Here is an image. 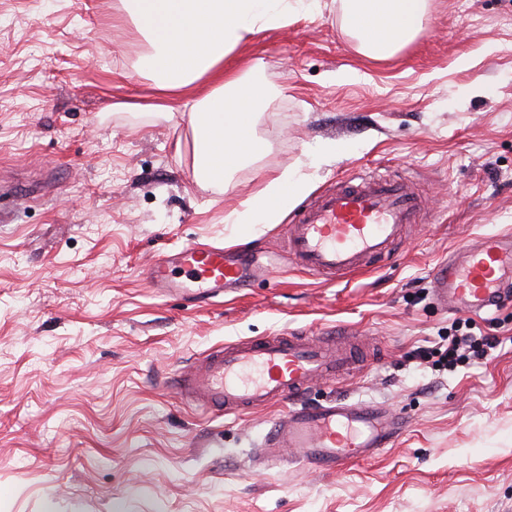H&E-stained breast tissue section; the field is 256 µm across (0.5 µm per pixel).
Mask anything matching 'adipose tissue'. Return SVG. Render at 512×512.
Masks as SVG:
<instances>
[{"instance_id": "adipose-tissue-1", "label": "adipose tissue", "mask_w": 512, "mask_h": 512, "mask_svg": "<svg viewBox=\"0 0 512 512\" xmlns=\"http://www.w3.org/2000/svg\"><path fill=\"white\" fill-rule=\"evenodd\" d=\"M150 45L142 61L164 95L151 112L188 117L198 182L223 190L237 168L268 148L254 128L255 107L269 94L245 74L224 71L225 56L255 33L287 26L304 0H120ZM342 24L371 58L383 59L410 43L424 27L427 0H340ZM311 182L297 169L272 178L232 209L225 221L254 232L280 223Z\"/></svg>"}]
</instances>
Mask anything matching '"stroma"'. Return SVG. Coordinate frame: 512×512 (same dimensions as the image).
Returning <instances> with one entry per match:
<instances>
[{"instance_id":"1","label":"stroma","mask_w":512,"mask_h":512,"mask_svg":"<svg viewBox=\"0 0 512 512\" xmlns=\"http://www.w3.org/2000/svg\"><path fill=\"white\" fill-rule=\"evenodd\" d=\"M338 5L309 0L225 57L263 63L270 148L222 193L195 180L188 122L144 111L148 45L117 0H0V512H512V302L479 319L432 294L449 251L512 231V0H429L384 60ZM327 145L342 154L283 224L351 176L405 178L423 216L391 260L339 283L283 262L211 305L149 288L153 257L187 242L285 255L282 224L241 237L224 217ZM341 327L380 355L308 401L407 426L336 472L258 468L287 405L234 418L171 388L220 344ZM457 331L501 344L436 370Z\"/></svg>"}]
</instances>
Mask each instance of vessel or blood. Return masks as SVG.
I'll return each instance as SVG.
<instances>
[{
    "instance_id": "1",
    "label": "vessel or blood",
    "mask_w": 512,
    "mask_h": 512,
    "mask_svg": "<svg viewBox=\"0 0 512 512\" xmlns=\"http://www.w3.org/2000/svg\"><path fill=\"white\" fill-rule=\"evenodd\" d=\"M422 207L408 183L358 176L316 202L285 229L289 262L306 273L336 281L368 262L388 260L406 225ZM260 256L223 246L187 244L158 254L149 265L152 290L165 297L207 302L244 288L263 270ZM433 296L444 309L481 316L512 294V232L483 235L433 270ZM358 361L347 336L314 338L293 332L240 339L205 355L181 376L176 391L204 411L241 415L284 401L293 407L273 421L258 450L264 464L294 459L319 472H333L366 458L402 433L403 421L380 407L335 398L304 402L318 381L351 374Z\"/></svg>"
}]
</instances>
